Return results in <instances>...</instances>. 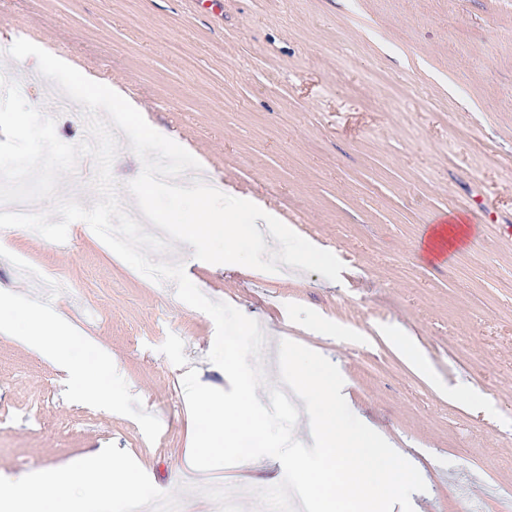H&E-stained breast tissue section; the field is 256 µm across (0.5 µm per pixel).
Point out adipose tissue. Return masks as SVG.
<instances>
[{
	"label": "adipose tissue",
	"mask_w": 512,
	"mask_h": 512,
	"mask_svg": "<svg viewBox=\"0 0 512 512\" xmlns=\"http://www.w3.org/2000/svg\"><path fill=\"white\" fill-rule=\"evenodd\" d=\"M0 334L40 351L66 373L77 393L111 400V360L103 356L97 365H89L73 347V329L60 314L0 293ZM44 486L57 489V497L43 496ZM116 496L124 500L127 512H141L146 490L137 472L108 456L82 459L67 468L51 465L30 480H0V512H112Z\"/></svg>",
	"instance_id": "ef3b65f1"
}]
</instances>
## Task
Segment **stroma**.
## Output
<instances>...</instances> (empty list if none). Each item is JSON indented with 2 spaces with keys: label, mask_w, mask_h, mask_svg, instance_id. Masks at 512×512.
I'll return each instance as SVG.
<instances>
[{
  "label": "stroma",
  "mask_w": 512,
  "mask_h": 512,
  "mask_svg": "<svg viewBox=\"0 0 512 512\" xmlns=\"http://www.w3.org/2000/svg\"><path fill=\"white\" fill-rule=\"evenodd\" d=\"M20 38L110 80L210 176L273 203L343 263L333 282L215 267L181 242L162 253L259 323L269 385L281 340L320 353L353 414L420 471L414 512H512V0H224L220 15L200 0H0V61ZM21 91L61 141L85 139L80 107ZM117 139L116 193L134 215L127 185L142 164ZM458 225L460 241L433 249L436 230ZM0 242V290L63 312L90 358L106 352L118 372L112 403L80 399L38 352L0 337V475L109 449L149 499L224 512L186 465L184 374L230 387L208 359L211 317L84 222L62 244L23 231ZM20 258L51 274L49 294L14 278ZM219 473L243 494L284 475L272 457Z\"/></svg>",
  "instance_id": "35a3bbf8"
}]
</instances>
